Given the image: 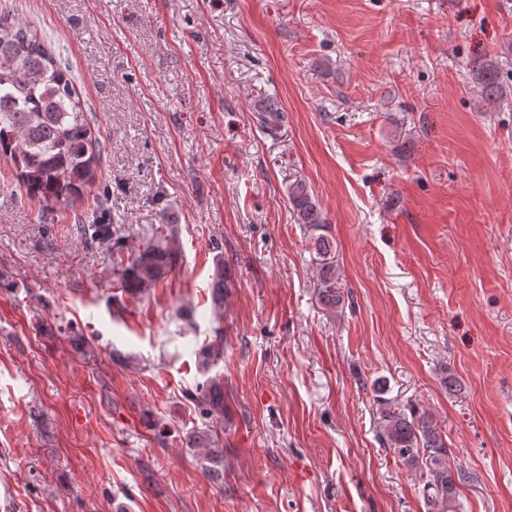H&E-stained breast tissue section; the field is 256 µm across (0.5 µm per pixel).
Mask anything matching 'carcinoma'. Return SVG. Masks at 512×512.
I'll list each match as a JSON object with an SVG mask.
<instances>
[{
    "mask_svg": "<svg viewBox=\"0 0 512 512\" xmlns=\"http://www.w3.org/2000/svg\"><path fill=\"white\" fill-rule=\"evenodd\" d=\"M484 101L495 103L503 96L498 72L491 66L474 73ZM259 111L267 127L281 124L285 115L272 99ZM0 153L9 157L19 186L26 195L50 208H72L82 193L97 180L102 163L103 142L91 124L87 104L79 95L67 63L60 52L37 28L17 21L8 5L0 4ZM290 202L303 224L320 227L324 219L305 185L293 186ZM178 228L160 224L151 241L127 258H119L113 268L114 285L135 295L163 281L176 266L179 254L171 247ZM319 255L316 288L323 305L341 308L345 304L343 284L332 262L333 245L324 235L313 240ZM231 276L221 255H216L210 282V300L217 312L224 310ZM224 327H212L211 335L195 350L197 368L207 374L205 382L188 398L201 407L209 426L192 435L193 446L204 452L209 478L224 482V457L215 455L219 447L217 428L224 427V377L213 372L224 361ZM377 436L382 447L410 469L425 476L422 491L433 509L445 512L455 501L457 484L463 478L451 468L446 436L425 414L402 409L377 399Z\"/></svg>",
    "mask_w": 512,
    "mask_h": 512,
    "instance_id": "1",
    "label": "carcinoma"
}]
</instances>
